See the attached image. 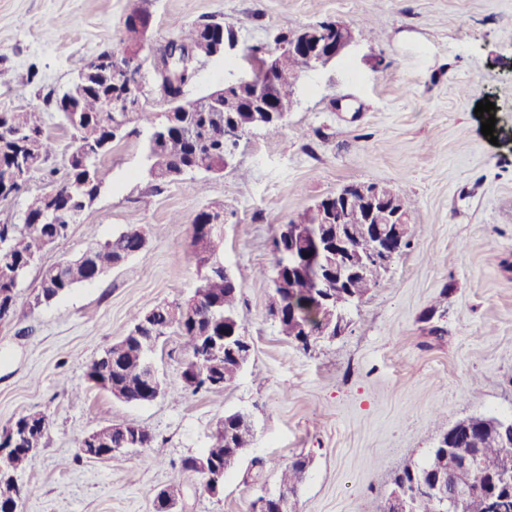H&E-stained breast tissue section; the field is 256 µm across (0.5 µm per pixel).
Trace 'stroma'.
<instances>
[{
  "label": "stroma",
  "mask_w": 512,
  "mask_h": 512,
  "mask_svg": "<svg viewBox=\"0 0 512 512\" xmlns=\"http://www.w3.org/2000/svg\"><path fill=\"white\" fill-rule=\"evenodd\" d=\"M151 17L148 44L181 23L232 28L235 48L196 61L185 99L250 69L248 47L278 48L283 28L324 20L351 27L357 43L299 83L279 132L245 139L220 174L170 183L148 177V126L100 162L103 187L67 236L32 267L14 314L0 321V429L43 412L48 428L21 477L19 512H153L156 492L181 483L180 512H248L275 475L243 476L256 457L310 464L296 512H382L397 471L423 462L435 440L473 415H512V0H0V111L44 112L56 175L35 173L27 194L62 181L73 148L47 99L83 59L120 52L126 16ZM496 106L493 137L474 114ZM353 182L392 183L415 202L416 233L377 288L348 311L333 340L299 348L267 311L271 239L315 201ZM223 213L220 257L244 271L243 333L253 354L226 390L179 393L188 354L162 337L153 363L166 394L145 404L91 386L92 360L124 336L130 313L189 296L198 284L191 222ZM181 223H171L172 215ZM145 247L121 266L39 307L29 304L43 268L79 256L128 225ZM252 413L257 442L214 497L181 461L210 445L225 413ZM144 427L161 446L86 459L79 441L101 425Z\"/></svg>",
  "instance_id": "35a3bbf8"
}]
</instances>
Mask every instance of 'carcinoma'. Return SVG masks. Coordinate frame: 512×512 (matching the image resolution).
<instances>
[{"label": "carcinoma", "instance_id": "1", "mask_svg": "<svg viewBox=\"0 0 512 512\" xmlns=\"http://www.w3.org/2000/svg\"><path fill=\"white\" fill-rule=\"evenodd\" d=\"M216 25L214 21L195 22L179 26L176 41L195 45L201 31ZM145 30L129 24L124 25L123 41L128 47H144ZM277 67L288 74L304 75L310 69L311 58L299 50H286L276 59ZM109 92V87L99 86L85 93L84 111L78 119L67 112L59 113L64 125L71 131L74 148L66 162V178L57 192L71 200L74 212L65 213L48 220L44 216L45 195L29 198L22 217L24 222L0 224V300L15 301L17 288L35 261L56 242L65 238L72 219L89 209L101 189L98 163L108 154L114 142L125 136V130L134 118L150 125L146 149L156 167L153 180L169 183L175 176L204 170L218 173L224 170V152L237 149L224 144V113L222 112H174L165 121L157 123L154 114L142 111L101 112L100 101ZM295 83L286 81L271 90L278 102L279 111L274 118L261 124L252 123L249 105L239 104L237 115L248 123L247 134L263 129L277 132L288 117V103L292 101ZM30 143L27 159L31 172L50 175L56 169L49 167L53 154V140L48 132L42 112H0V168L10 166L19 150L20 143ZM224 219L212 211L199 212L192 221L191 237L194 255L199 268L204 270L200 284L194 291L199 307L193 314L184 317L174 312L177 302L161 303L150 308L153 313L154 332L137 335L130 329L126 336L112 344L88 366L86 379L101 388H115L125 394L126 402L143 404L156 397L149 391L147 377L160 338L175 334L184 340L190 359L184 364L180 392H210L226 389L240 376L244 365L235 358L224 355L219 378L201 373L193 358L200 348L213 338H224V331L241 333L243 315L239 306L240 287L238 280L224 276L223 262L219 256L220 233ZM144 231L132 225L98 244L78 258L66 262L64 269H46L39 285L30 297L34 307L46 300L60 298L79 284L89 281L94 273L101 275L121 265L144 247ZM274 262L269 277L274 298L277 299L283 318L276 321L281 333L290 339L300 336L296 332L302 322L314 323L313 310L316 297H334L332 309L337 318L346 321L345 311L351 304L359 303L370 291L371 285L360 277L350 279L347 287L340 290L325 287L324 280L310 278L299 273L279 282L275 279L277 269L296 266L302 259V248L291 243L277 229L273 240ZM251 418L246 411L227 413L216 424L212 441L205 453L212 462L229 472L239 465L244 452L252 447L256 438L255 424L246 425L242 420ZM495 416H473L468 426L447 429L431 448L428 459L422 464H410L397 472L392 481V491H411L408 512H439L431 486L448 476V448H477L482 468L474 478L473 493L459 508V512H512V485L503 482V476L512 475V438H492L495 431ZM18 422L34 431L32 439L11 446L8 430L0 433V448L9 449L12 471L15 475L32 466L36 454L32 448L41 445L46 432L45 415L29 412L18 417ZM102 444L98 460H110L113 449L124 442L122 436L104 428L96 433ZM259 469L266 467L281 470L279 493L293 496L302 483L309 461L298 455L284 466L274 458L256 460Z\"/></svg>", "mask_w": 512, "mask_h": 512}]
</instances>
